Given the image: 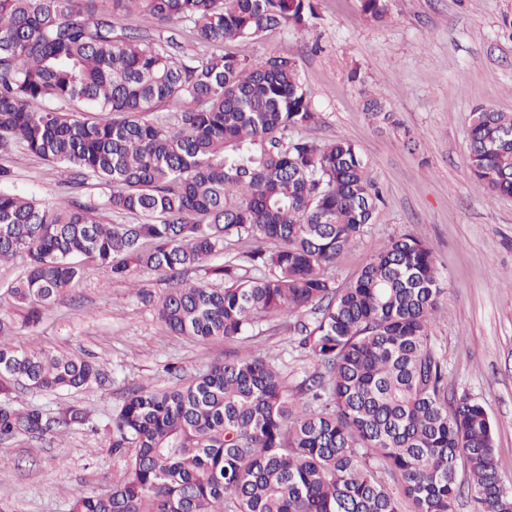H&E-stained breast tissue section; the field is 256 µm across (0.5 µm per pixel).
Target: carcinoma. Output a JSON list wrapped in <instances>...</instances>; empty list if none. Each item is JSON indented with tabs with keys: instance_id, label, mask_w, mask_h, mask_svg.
I'll list each match as a JSON object with an SVG mask.
<instances>
[{
	"instance_id": "cac0c4a2",
	"label": "carcinoma",
	"mask_w": 512,
	"mask_h": 512,
	"mask_svg": "<svg viewBox=\"0 0 512 512\" xmlns=\"http://www.w3.org/2000/svg\"><path fill=\"white\" fill-rule=\"evenodd\" d=\"M359 3L373 21L390 12V0ZM130 14L188 21L213 52L180 57L171 36L117 27ZM313 17V0H0V156L21 147L71 184L104 189L93 203H41L6 189L12 172L0 166V263H24L16 303L37 320L80 277L79 256L118 281L163 271L172 287L156 310L173 334L230 340L293 318L321 367L296 397L252 350L179 389L141 388L112 417L125 474L105 493L72 494L69 512H401L403 500L453 512L461 470L478 512H512L488 413L467 393L448 396L431 336L444 291L431 248L392 237L338 283L331 269L381 201L361 150L301 135L320 114L295 58L216 52ZM466 138L474 176L512 197V113L475 107ZM219 257L209 273L224 287L182 284ZM10 329L0 317V447L86 424L77 406L13 407L12 385L80 390L106 380L100 366L20 349Z\"/></svg>"
}]
</instances>
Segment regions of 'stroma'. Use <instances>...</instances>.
Returning <instances> with one entry per match:
<instances>
[{
	"instance_id": "obj_1",
	"label": "stroma",
	"mask_w": 512,
	"mask_h": 512,
	"mask_svg": "<svg viewBox=\"0 0 512 512\" xmlns=\"http://www.w3.org/2000/svg\"><path fill=\"white\" fill-rule=\"evenodd\" d=\"M314 4L307 27L281 26L229 50L252 62L294 57L321 115L305 137L356 144L382 192L371 224L335 269L338 282L389 238L410 233L432 249L445 288L433 344L448 365V391L482 401L498 469L512 483V198L491 196L472 174L466 140L475 105L512 112V0H391L380 23L359 0ZM369 93L392 120L365 112ZM0 162L13 172L11 189L45 201L60 195L61 168L20 148ZM81 265L61 302L32 324L7 292L21 261L0 264V316L14 325L11 342L97 362L109 376L78 391L16 386V405L51 413L76 405L90 410L91 423L59 437L15 438L0 465V512H68L71 493L108 491L125 471L111 448L112 415L141 387H180L226 353L250 349L280 368L292 393L317 369L292 321L270 319L260 335L226 342L176 336L153 304L168 287L165 275L138 269L122 282L93 259ZM144 292L151 302L141 301Z\"/></svg>"
}]
</instances>
